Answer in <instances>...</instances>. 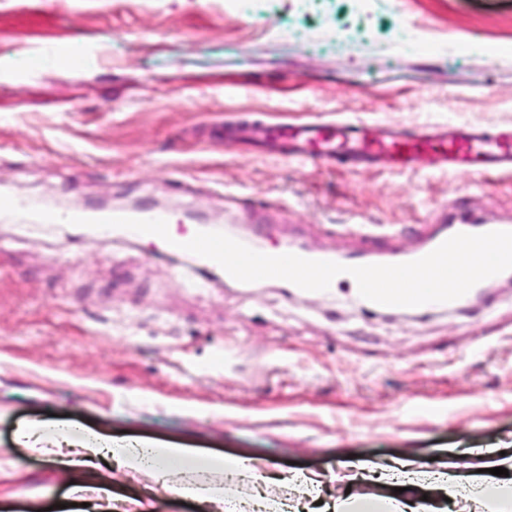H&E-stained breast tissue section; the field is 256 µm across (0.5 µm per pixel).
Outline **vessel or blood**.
Instances as JSON below:
<instances>
[{
    "instance_id": "obj_1",
    "label": "vessel or blood",
    "mask_w": 512,
    "mask_h": 512,
    "mask_svg": "<svg viewBox=\"0 0 512 512\" xmlns=\"http://www.w3.org/2000/svg\"><path fill=\"white\" fill-rule=\"evenodd\" d=\"M230 135L248 139L261 151L286 157L302 164H338L352 168L386 166L403 172L433 173L450 171L474 174L483 169L512 168V129L495 134L468 124H443L409 130L400 125H381L360 121L307 122L301 124H253L245 120L228 126ZM70 215L84 218L115 217L166 220L175 224L176 216L153 208H129L74 205ZM433 223L445 225L428 246L415 249L408 258L428 255L450 236L490 232V225L460 213L441 211Z\"/></svg>"
}]
</instances>
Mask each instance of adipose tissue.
Here are the masks:
<instances>
[{
  "instance_id": "1",
  "label": "adipose tissue",
  "mask_w": 512,
  "mask_h": 512,
  "mask_svg": "<svg viewBox=\"0 0 512 512\" xmlns=\"http://www.w3.org/2000/svg\"><path fill=\"white\" fill-rule=\"evenodd\" d=\"M17 440L30 453L47 460L53 471L70 485V493L81 502L93 503L96 512H143L140 501L118 500L103 487L88 484L93 470L111 461L128 477L150 473L165 494L192 497L209 506L211 512H285L284 502L269 498L225 495L208 477L226 474L244 486L257 489L271 479V467L260 458L228 459L201 456L180 446L132 445L109 436L96 435L62 420L38 419L19 427ZM508 476L463 475L458 463L430 475L414 470L409 481L430 479L440 497H465L476 503L479 512H512V457L499 459Z\"/></svg>"
}]
</instances>
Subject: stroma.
<instances>
[{
	"label": "stroma",
	"instance_id": "obj_1",
	"mask_svg": "<svg viewBox=\"0 0 512 512\" xmlns=\"http://www.w3.org/2000/svg\"><path fill=\"white\" fill-rule=\"evenodd\" d=\"M350 23L345 0H0V194L236 224L274 247L408 251L441 208L512 221V172L304 165L224 141L225 121L350 119L512 128V0H377L368 47H298L289 26ZM461 33L463 53L398 33ZM60 62L41 60L43 46ZM239 195L256 207H232ZM180 255L69 224L0 220V512H45L66 483L16 445L57 416L118 439L260 457L340 495L347 461L512 456V284L457 310L378 311L351 292L200 279ZM352 494L392 486L357 479ZM147 512H202L154 491Z\"/></svg>",
	"mask_w": 512,
	"mask_h": 512
}]
</instances>
